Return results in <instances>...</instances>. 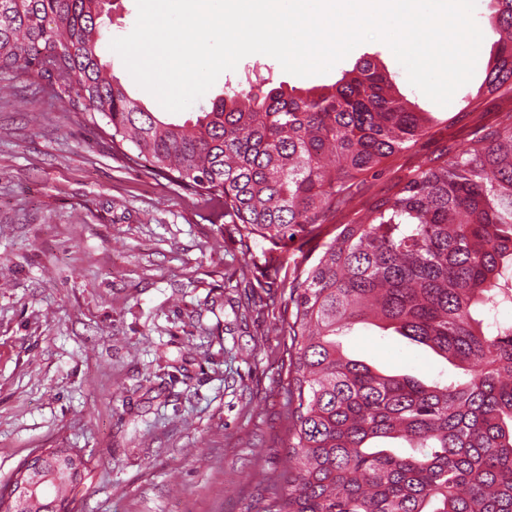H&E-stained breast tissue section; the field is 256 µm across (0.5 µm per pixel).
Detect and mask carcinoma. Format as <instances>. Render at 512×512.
Wrapping results in <instances>:
<instances>
[{
	"label": "carcinoma",
	"mask_w": 512,
	"mask_h": 512,
	"mask_svg": "<svg viewBox=\"0 0 512 512\" xmlns=\"http://www.w3.org/2000/svg\"><path fill=\"white\" fill-rule=\"evenodd\" d=\"M497 49L477 96L512 100V0H490ZM97 0H0V73L25 69L101 119L130 160L218 201L243 252L323 231L359 178L414 146L435 117L369 59L331 86H224L171 119L139 104L99 55ZM369 202L291 286L288 470L265 512H512V115ZM371 324L468 375L426 384L346 356L336 337ZM402 439L407 454L379 443ZM66 448L43 451L57 495L76 488ZM19 512H54L29 498Z\"/></svg>",
	"instance_id": "1"
}]
</instances>
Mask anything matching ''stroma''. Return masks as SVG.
<instances>
[{"label": "stroma", "instance_id": "1", "mask_svg": "<svg viewBox=\"0 0 512 512\" xmlns=\"http://www.w3.org/2000/svg\"><path fill=\"white\" fill-rule=\"evenodd\" d=\"M136 0L103 17L102 59L146 107L154 97L110 50ZM435 122L362 177L350 212L266 265L243 254L215 201L129 163L103 125L16 70L0 76V484L34 452L75 448L87 462L74 512H263L285 471L290 285L351 211L499 127L512 101L461 96L442 107L411 86L389 47L358 45L325 74L299 77L253 54L192 109L254 75L284 90L335 83L360 59ZM340 343L388 374L424 382L465 373L373 326Z\"/></svg>", "mask_w": 512, "mask_h": 512}]
</instances>
